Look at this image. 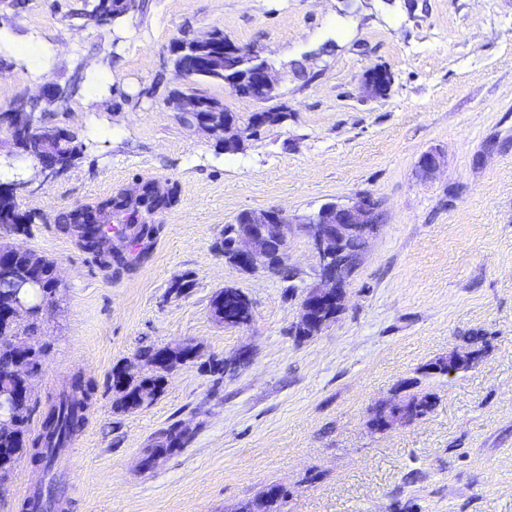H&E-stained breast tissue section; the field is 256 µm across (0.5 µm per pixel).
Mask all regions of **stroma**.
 Masks as SVG:
<instances>
[{
  "label": "stroma",
  "mask_w": 512,
  "mask_h": 512,
  "mask_svg": "<svg viewBox=\"0 0 512 512\" xmlns=\"http://www.w3.org/2000/svg\"><path fill=\"white\" fill-rule=\"evenodd\" d=\"M117 25L92 0L0 5V110L31 101L53 79L68 111L49 123L86 144L74 166L25 196L34 224L0 225V244L53 261L61 284L29 343L43 347L31 430L75 376L96 389L78 438L58 451L64 476L19 457L0 512H22L31 488L53 481L70 512H241L270 484L283 512H512V0H147ZM221 28L282 76L269 103L228 86L206 94L240 116L287 109L243 151L183 125L168 99L186 82L171 46ZM391 75L385 95L369 70ZM444 164L420 179L419 158ZM146 181L177 182V203L131 269L84 251L57 218ZM368 192L382 220L351 276L344 309L320 335L297 321L317 263L290 234L298 276L247 274L218 247L249 210L305 215ZM247 294L251 321L228 327L211 302L225 286ZM485 337L481 358L423 381L426 417L376 433L372 407L429 361ZM197 349L148 405L117 408L112 375L150 369L140 346ZM246 353L236 369L218 363ZM181 450L143 466L163 431Z\"/></svg>",
  "instance_id": "stroma-1"
}]
</instances>
